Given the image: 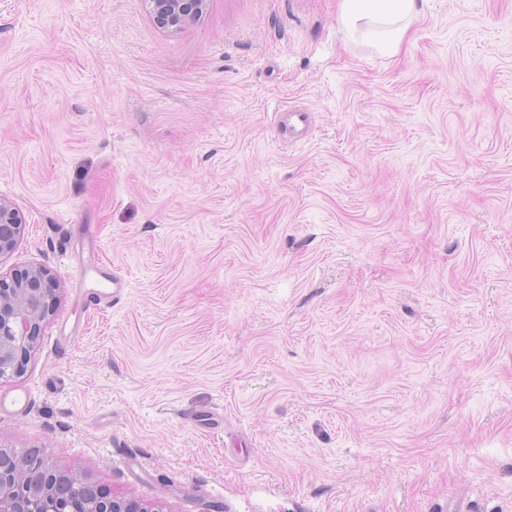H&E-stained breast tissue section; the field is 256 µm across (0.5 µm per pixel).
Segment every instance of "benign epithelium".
<instances>
[{
  "label": "benign epithelium",
  "mask_w": 512,
  "mask_h": 512,
  "mask_svg": "<svg viewBox=\"0 0 512 512\" xmlns=\"http://www.w3.org/2000/svg\"><path fill=\"white\" fill-rule=\"evenodd\" d=\"M146 2L154 19L170 33L179 31L204 5V0ZM24 227L19 208L0 197V256L15 250ZM56 306V288L46 268L0 275V379L23 374L40 326ZM90 486L82 475L54 469L39 448H0V512H158L101 488L84 494Z\"/></svg>",
  "instance_id": "1"
}]
</instances>
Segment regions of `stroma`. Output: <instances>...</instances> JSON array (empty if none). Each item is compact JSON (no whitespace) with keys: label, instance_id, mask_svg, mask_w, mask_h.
Wrapping results in <instances>:
<instances>
[{"label":"stroma","instance_id":"1","mask_svg":"<svg viewBox=\"0 0 512 512\" xmlns=\"http://www.w3.org/2000/svg\"><path fill=\"white\" fill-rule=\"evenodd\" d=\"M339 13L0 0V273L59 297L0 446L156 512H512V0ZM154 19L170 33L178 32L183 25L197 16L204 0H146ZM423 0H342L341 22L352 36L377 37L378 45L396 53ZM280 134L287 139L301 141L311 125V114L303 109H282L275 113ZM24 227L19 208L12 201L0 197V257L15 250Z\"/></svg>","mask_w":512,"mask_h":512}]
</instances>
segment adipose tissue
Returning <instances> with one entry per match:
<instances>
[{"label":"adipose tissue","instance_id":"obj_1","mask_svg":"<svg viewBox=\"0 0 512 512\" xmlns=\"http://www.w3.org/2000/svg\"><path fill=\"white\" fill-rule=\"evenodd\" d=\"M422 0H341V22L351 35L376 37L379 46L397 52Z\"/></svg>","mask_w":512,"mask_h":512}]
</instances>
